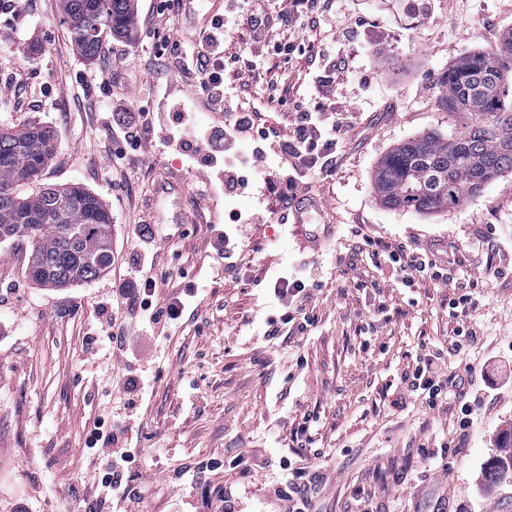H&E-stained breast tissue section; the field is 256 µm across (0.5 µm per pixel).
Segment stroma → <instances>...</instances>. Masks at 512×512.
<instances>
[{
  "instance_id": "stroma-1",
  "label": "stroma",
  "mask_w": 512,
  "mask_h": 512,
  "mask_svg": "<svg viewBox=\"0 0 512 512\" xmlns=\"http://www.w3.org/2000/svg\"><path fill=\"white\" fill-rule=\"evenodd\" d=\"M150 4L134 0L120 46L89 63L59 0H0V88L12 84L18 103L0 111V125L50 127L59 148L42 183L81 184L112 214L107 274L75 287L35 285L25 243L0 242V512H123L97 486L108 451L87 447L86 436L122 395L126 360L101 328L111 318L135 328L113 318L112 292L138 222L163 207L151 182L167 171L185 175L192 219L180 237L156 225L150 249L161 262L144 275L159 280L162 297L190 284L202 294L180 326L156 328L151 360L140 365L149 385L123 424L137 454L140 512H217L228 486L241 512H269L268 488L285 462L297 476L323 474L312 512H512V485L483 488L496 438L512 428V388H487L480 375L485 359L512 358V274L487 272L512 264V174L429 215L386 208L372 187L379 160L400 143L448 135L456 118L439 104L438 79L460 57L500 46L512 33V0H336L317 30L283 27L324 51L294 59L291 99L319 106L317 81L327 76L339 106L358 118L335 170L309 179V196L336 219L317 253L271 222L279 206L263 183L228 195L219 178L201 174L168 122L156 125L145 156L114 157L111 123L99 117L107 84L130 80L132 112L195 93L171 62L155 59ZM17 9L27 15L20 25ZM234 212L251 222L228 272L210 242ZM361 234L389 251L425 249L454 285L404 286L386 259L359 250ZM485 238L493 251L479 249ZM312 267L314 324L290 341L267 340L264 323L279 315L276 277L301 278ZM463 290L471 305L454 311L449 303ZM472 325L484 345L448 357L449 372H471L482 395L459 448L454 405L429 406L401 378L421 339L446 343ZM307 415L302 444L295 432ZM257 459L263 469L245 472Z\"/></svg>"
}]
</instances>
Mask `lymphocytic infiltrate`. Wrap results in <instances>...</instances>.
Returning a JSON list of instances; mask_svg holds the SVG:
<instances>
[{"label":"lymphocytic infiltrate","instance_id":"obj_1","mask_svg":"<svg viewBox=\"0 0 512 512\" xmlns=\"http://www.w3.org/2000/svg\"><path fill=\"white\" fill-rule=\"evenodd\" d=\"M181 5L182 0H158L153 9L154 14L165 21L164 26L155 30L156 56L173 60L184 74L201 76L200 89L207 95L208 109L227 113L229 119L221 125L199 126L189 113L173 110L172 121L182 130L178 145L193 151L202 166L221 167L225 192L246 189L250 177L254 176L261 178L268 191L283 203L296 197L300 185L311 172L334 170L346 144V117L331 114L320 118L305 110L302 103H289L287 88L276 80L265 79V70L255 54L256 49L267 47L274 49L277 56L286 57L298 52V45L270 35L272 18L259 10L248 16L249 42L241 46L236 55L223 57L224 42L231 36L230 30L224 26L223 16L211 19L199 40L173 38V27ZM261 78L266 81L268 102L292 108L287 136H280L275 127L263 122L259 110L244 103L234 106L226 99L227 94L246 92L250 81ZM153 130L154 114L146 108L138 110L131 120L117 122L112 129V139L119 145L117 158L143 152ZM242 140L253 141L254 148L250 154L239 152L238 143ZM267 142L278 144L280 148L277 167H270L266 162L263 145ZM387 257L398 267L405 286L411 287L416 281L436 280L442 276L436 261L429 255L401 247L388 252ZM157 288L155 280H142L135 276L124 279L119 288L129 303L128 315L135 319L137 328L136 335L123 334L115 339L117 350L127 354L134 364L123 387V407L127 410L136 404L140 381L136 365L146 357V338L152 336L157 324L178 323L195 296L194 289L189 288L162 299L157 295ZM273 295L280 305V316L278 326L267 330L268 338H277L284 325L293 324L302 331L314 323V315L306 308L310 295L303 280L278 279ZM465 336V341L445 345L426 339L420 341L416 366L403 378L411 391L427 394L429 404H436L443 398L455 399L461 413L458 433L462 436L473 425L476 403L469 398L470 388L465 378L449 374L448 356L463 350L465 345H475L482 340L479 330L473 327L466 329ZM119 435V429L107 432L98 424L91 431L88 443L92 446L101 441L112 444V465L100 476L99 485L103 492L131 504L137 495V476L132 471L136 457L130 449L118 447Z\"/></svg>","mask_w":512,"mask_h":512}]
</instances>
